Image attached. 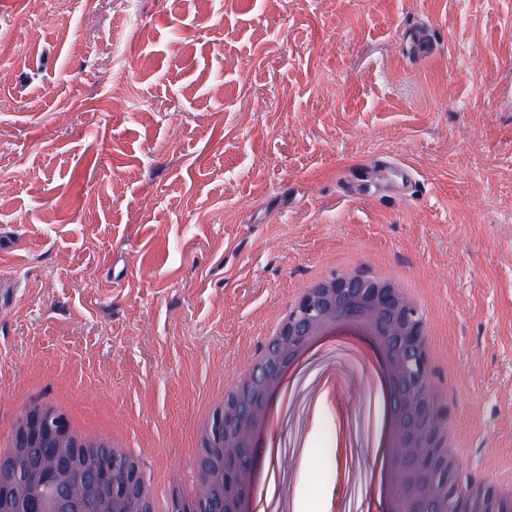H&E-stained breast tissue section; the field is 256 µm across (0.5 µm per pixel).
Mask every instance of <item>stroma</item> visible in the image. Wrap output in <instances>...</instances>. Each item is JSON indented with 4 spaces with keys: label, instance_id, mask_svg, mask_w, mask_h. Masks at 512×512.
Instances as JSON below:
<instances>
[{
    "label": "stroma",
    "instance_id": "1",
    "mask_svg": "<svg viewBox=\"0 0 512 512\" xmlns=\"http://www.w3.org/2000/svg\"><path fill=\"white\" fill-rule=\"evenodd\" d=\"M0 59L1 422L64 403L166 478L295 288L384 269L463 469L512 467V0H0ZM338 402L286 434L316 508Z\"/></svg>",
    "mask_w": 512,
    "mask_h": 512
}]
</instances>
